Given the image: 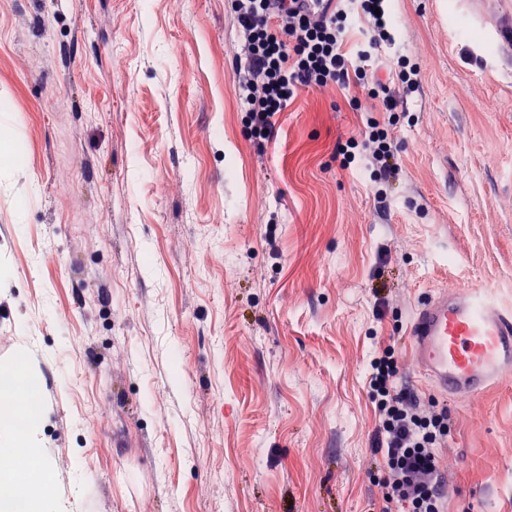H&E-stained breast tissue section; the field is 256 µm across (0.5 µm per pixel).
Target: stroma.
I'll return each mask as SVG.
<instances>
[{"label": "stroma", "mask_w": 512, "mask_h": 512, "mask_svg": "<svg viewBox=\"0 0 512 512\" xmlns=\"http://www.w3.org/2000/svg\"><path fill=\"white\" fill-rule=\"evenodd\" d=\"M391 9L418 90L303 88L262 139L231 0H0V373L56 512H376L389 350L448 410L445 512H512V375L448 399L407 336L444 287L512 307V0ZM362 157L369 167H377L385 174H390L396 167L394 163L397 144L393 145L386 139H379L374 131H365L361 135Z\"/></svg>", "instance_id": "35a3bbf8"}]
</instances>
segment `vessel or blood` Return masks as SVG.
<instances>
[{
  "label": "vessel or blood",
  "instance_id": "vessel-or-blood-1",
  "mask_svg": "<svg viewBox=\"0 0 512 512\" xmlns=\"http://www.w3.org/2000/svg\"><path fill=\"white\" fill-rule=\"evenodd\" d=\"M411 354L438 390L478 397L512 371V312L480 290L442 291L410 325Z\"/></svg>",
  "mask_w": 512,
  "mask_h": 512
}]
</instances>
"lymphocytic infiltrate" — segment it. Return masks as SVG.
I'll use <instances>...</instances> for the list:
<instances>
[{
  "label": "lymphocytic infiltrate",
  "instance_id": "1",
  "mask_svg": "<svg viewBox=\"0 0 512 512\" xmlns=\"http://www.w3.org/2000/svg\"><path fill=\"white\" fill-rule=\"evenodd\" d=\"M247 46L238 68V92L253 129L274 133L273 117L301 88L330 91L363 84L380 48L394 40L388 0H233ZM358 19L363 46L345 37ZM379 414L372 453L387 472L379 512H443L446 468L436 447L448 434L447 410L420 404L397 386L396 358L371 362Z\"/></svg>",
  "mask_w": 512,
  "mask_h": 512
}]
</instances>
